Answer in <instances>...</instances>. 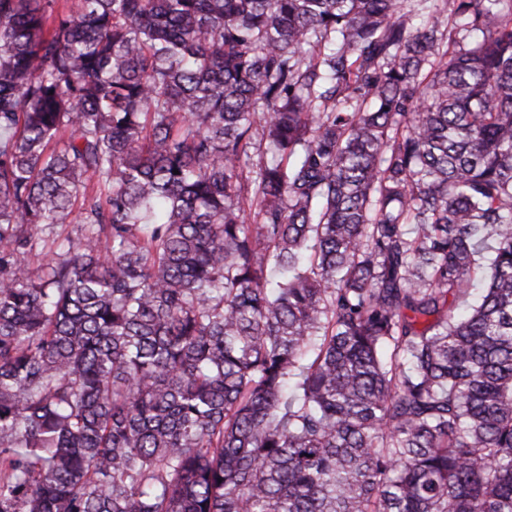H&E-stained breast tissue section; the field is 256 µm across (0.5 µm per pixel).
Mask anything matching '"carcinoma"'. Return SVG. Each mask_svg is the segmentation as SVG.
Instances as JSON below:
<instances>
[{
  "label": "carcinoma",
  "mask_w": 512,
  "mask_h": 512,
  "mask_svg": "<svg viewBox=\"0 0 512 512\" xmlns=\"http://www.w3.org/2000/svg\"><path fill=\"white\" fill-rule=\"evenodd\" d=\"M437 2L0 0V512H512V0ZM83 231V224H73L68 223V221L65 224L45 226L38 235L40 239L46 241L45 247H43L44 243L38 240L39 244L35 245L33 250L25 255V259L29 262L31 268H37L52 257V253L49 251L53 239H56L57 243L62 242L67 237L76 240L78 237H81ZM55 246H52V251L56 250Z\"/></svg>",
  "instance_id": "carcinoma-1"
}]
</instances>
